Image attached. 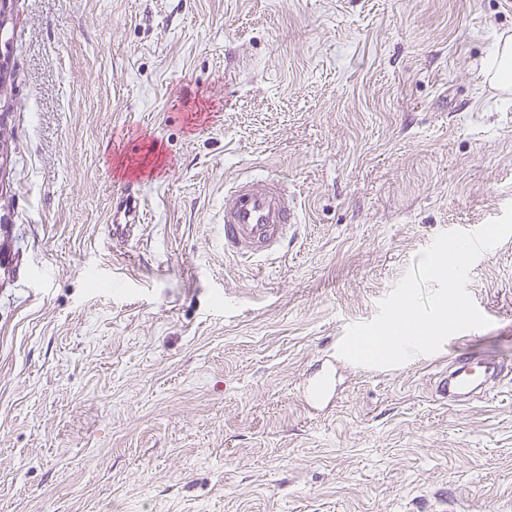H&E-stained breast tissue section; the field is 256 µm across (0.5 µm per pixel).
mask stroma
Segmentation results:
<instances>
[{"label":"stroma","mask_w":512,"mask_h":512,"mask_svg":"<svg viewBox=\"0 0 512 512\" xmlns=\"http://www.w3.org/2000/svg\"><path fill=\"white\" fill-rule=\"evenodd\" d=\"M0 64V512H504L512 371L431 396L347 329L442 232L512 203L507 0H9ZM285 178L286 259L225 258L224 185ZM142 220L112 243L127 180ZM512 360V236L472 265ZM335 366L336 399L303 382ZM491 70L494 68V77L505 88L512 86V41L510 37L504 41L499 56L486 64Z\"/></svg>","instance_id":"1"}]
</instances>
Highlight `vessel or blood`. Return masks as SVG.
<instances>
[{"label": "vessel or blood", "mask_w": 512, "mask_h": 512, "mask_svg": "<svg viewBox=\"0 0 512 512\" xmlns=\"http://www.w3.org/2000/svg\"><path fill=\"white\" fill-rule=\"evenodd\" d=\"M141 195L135 182H128L112 197V237L126 242L133 237L140 222ZM300 213L297 196L288 194L281 179L239 178L224 188L221 235L225 256L249 261L277 260L288 254L295 242ZM455 369L435 380L432 394L436 400L455 401L473 385L475 371L488 370L497 363L496 356L471 348L458 347L453 359ZM308 404L331 403L336 394L332 369L318 371L302 390Z\"/></svg>", "instance_id": "vessel-or-blood-1"}]
</instances>
